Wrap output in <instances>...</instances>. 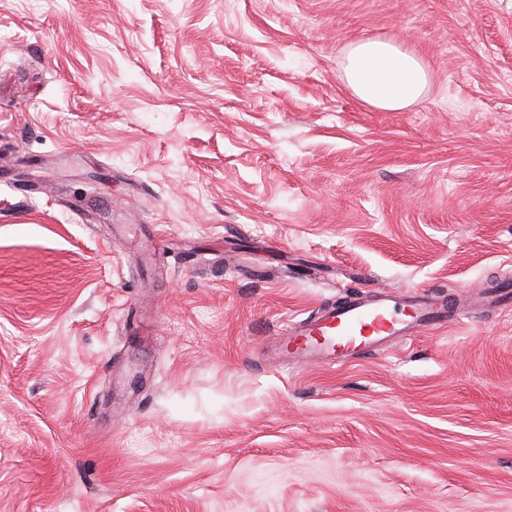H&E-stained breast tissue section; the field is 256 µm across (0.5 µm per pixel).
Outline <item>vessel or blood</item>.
Segmentation results:
<instances>
[{
	"mask_svg": "<svg viewBox=\"0 0 512 512\" xmlns=\"http://www.w3.org/2000/svg\"><path fill=\"white\" fill-rule=\"evenodd\" d=\"M404 300L412 309L403 318L394 294L381 292L372 300L357 297L338 307L324 308L320 317L304 319L293 329L296 354L306 363L332 364L339 354H356L391 339L408 338L414 333L436 330L457 322L461 311L419 291H407Z\"/></svg>",
	"mask_w": 512,
	"mask_h": 512,
	"instance_id": "b4317fda",
	"label": "vessel or blood"
}]
</instances>
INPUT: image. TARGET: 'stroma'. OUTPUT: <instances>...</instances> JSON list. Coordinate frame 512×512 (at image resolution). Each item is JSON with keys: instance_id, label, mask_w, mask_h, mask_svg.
I'll return each mask as SVG.
<instances>
[{"instance_id": "1", "label": "stroma", "mask_w": 512, "mask_h": 512, "mask_svg": "<svg viewBox=\"0 0 512 512\" xmlns=\"http://www.w3.org/2000/svg\"><path fill=\"white\" fill-rule=\"evenodd\" d=\"M509 279L512 0H0V512H512ZM383 288L469 319L280 355ZM344 77L359 99L390 111L415 102L427 85L426 71L414 55L373 39L350 47Z\"/></svg>"}]
</instances>
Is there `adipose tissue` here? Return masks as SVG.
Here are the masks:
<instances>
[{"label": "adipose tissue", "instance_id": "obj_1", "mask_svg": "<svg viewBox=\"0 0 512 512\" xmlns=\"http://www.w3.org/2000/svg\"><path fill=\"white\" fill-rule=\"evenodd\" d=\"M344 77L359 99L390 111L415 102L427 85L426 71L414 55L373 39L350 47Z\"/></svg>", "mask_w": 512, "mask_h": 512}]
</instances>
